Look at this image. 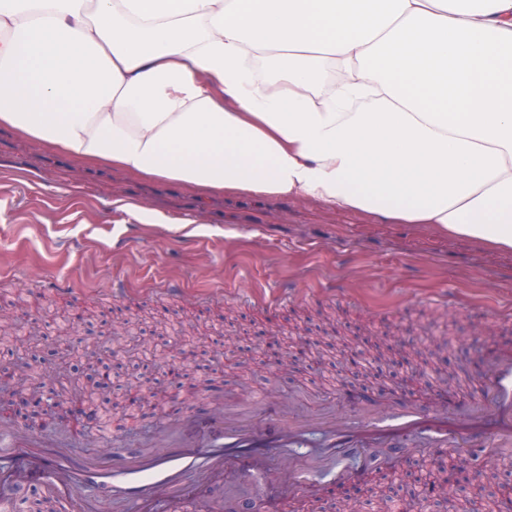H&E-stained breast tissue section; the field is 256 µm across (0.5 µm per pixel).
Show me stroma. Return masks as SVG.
Wrapping results in <instances>:
<instances>
[{
	"label": "stroma",
	"mask_w": 512,
	"mask_h": 512,
	"mask_svg": "<svg viewBox=\"0 0 512 512\" xmlns=\"http://www.w3.org/2000/svg\"><path fill=\"white\" fill-rule=\"evenodd\" d=\"M122 197L144 207L180 216L177 224H142L112 205ZM179 281L183 297L145 296L148 288ZM129 296L111 299L114 282ZM347 288L336 300L332 288ZM301 290V299L267 306L263 299L283 287ZM223 289L224 296L201 300L200 292ZM0 312L44 336L48 346L57 328L48 315L92 314V327L130 319L153 308L166 310L198 365L180 387H169L163 406H142L134 416L115 414L109 431L87 427L82 450L98 451L105 434L142 440L160 424L195 410L205 412L213 397L247 401L272 392L296 407L328 406L337 415L359 412L364 399L380 408L460 407L475 398L496 350L512 343V253H497L421 224H385L377 218L300 199L211 195L199 197L174 182L132 178L109 167L82 166L61 154L0 128ZM501 317L481 323L480 308ZM308 336L343 346L358 336L399 339L402 352L429 358L420 391L396 387L380 374L343 377L335 361L305 372L230 373L213 365V351L225 337L239 339L242 352L264 347L270 331L286 337L297 327ZM207 397H189L195 384ZM20 430L63 441L74 417L39 412L21 417L7 409ZM406 437L409 452L390 445L363 447L379 489L396 485L408 498L403 475L427 472L433 449H419ZM324 489L315 497H290L276 482L256 493L254 512H336L337 484L320 474Z\"/></svg>",
	"instance_id": "stroma-1"
}]
</instances>
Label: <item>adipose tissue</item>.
Wrapping results in <instances>:
<instances>
[{"label":"adipose tissue","instance_id":"adipose-tissue-1","mask_svg":"<svg viewBox=\"0 0 512 512\" xmlns=\"http://www.w3.org/2000/svg\"><path fill=\"white\" fill-rule=\"evenodd\" d=\"M0 127L512 253V0H0Z\"/></svg>","mask_w":512,"mask_h":512}]
</instances>
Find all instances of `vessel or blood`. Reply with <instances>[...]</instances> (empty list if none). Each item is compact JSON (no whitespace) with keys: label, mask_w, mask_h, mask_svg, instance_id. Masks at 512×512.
I'll use <instances>...</instances> for the list:
<instances>
[{"label":"vessel or blood","mask_w":512,"mask_h":512,"mask_svg":"<svg viewBox=\"0 0 512 512\" xmlns=\"http://www.w3.org/2000/svg\"><path fill=\"white\" fill-rule=\"evenodd\" d=\"M512 405V348L503 350L484 379L482 398L461 409L455 418L437 410L403 406L385 411L368 407L346 417L296 413L278 396L256 399L249 411L229 401L212 405L209 413H189L157 427L141 446L112 438L102 452L84 457L79 470L68 461L75 443H48L42 435L0 423V496L17 483L34 481L60 498L64 512H170L196 478L223 473L235 464V450L251 449L252 460L269 479L285 481L291 494L309 498L316 490L314 473L287 460V450L299 436L319 430L328 448L353 454V439L361 433H415L434 438L439 448L485 446L489 437L506 438L512 431L490 424V412Z\"/></svg>","instance_id":"obj_1"}]
</instances>
